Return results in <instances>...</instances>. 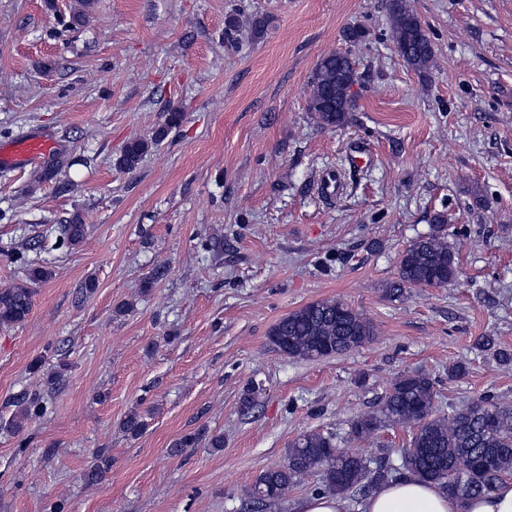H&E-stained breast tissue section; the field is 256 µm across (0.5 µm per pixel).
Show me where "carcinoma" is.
Segmentation results:
<instances>
[{
	"label": "carcinoma",
	"instance_id": "cac0c4a2",
	"mask_svg": "<svg viewBox=\"0 0 512 512\" xmlns=\"http://www.w3.org/2000/svg\"><path fill=\"white\" fill-rule=\"evenodd\" d=\"M390 35L398 54L413 70L427 74L433 67L434 48L420 19L407 0H386ZM269 26L265 16L249 22L248 39L261 40ZM242 34V21L230 14L224 21V39L232 43ZM359 73L347 52L322 56L309 76L306 111L322 129L343 125L355 108L351 94ZM182 113L165 115L153 136L135 140L123 148L116 159L120 169H135L143 156L157 148L178 127ZM433 231L413 241L400 256L397 280L384 289L391 300L403 297L408 288L444 287L457 278L454 247L448 243L444 219L434 217ZM87 234L78 216L58 228V247L80 246ZM32 288L19 284L0 289V325L23 322L30 309ZM270 343L284 355L306 361L344 354L370 342L375 336L373 323L359 311L337 298L306 304L280 318L270 329ZM436 391L430 376L422 371H407L391 384L378 408L357 417L351 425L356 438L372 434L389 425L413 428L402 468L424 480L439 483L449 494L466 499L492 491L512 476V405L493 395H483L450 416L435 411ZM471 464L470 471L458 475V464ZM371 460L359 450H342L333 438L309 431L297 436L288 446L285 462L262 472L251 489L259 512H280L285 496L301 485L304 477L318 471L321 490L345 494L355 490L365 478L381 484L393 469L370 467Z\"/></svg>",
	"mask_w": 512,
	"mask_h": 512
}]
</instances>
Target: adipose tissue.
Returning <instances> with one entry per match:
<instances>
[{
  "instance_id": "adipose-tissue-1",
  "label": "adipose tissue",
  "mask_w": 512,
  "mask_h": 512,
  "mask_svg": "<svg viewBox=\"0 0 512 512\" xmlns=\"http://www.w3.org/2000/svg\"><path fill=\"white\" fill-rule=\"evenodd\" d=\"M360 512H512V481L498 484L490 493L461 501L438 484L407 474L369 494Z\"/></svg>"
}]
</instances>
